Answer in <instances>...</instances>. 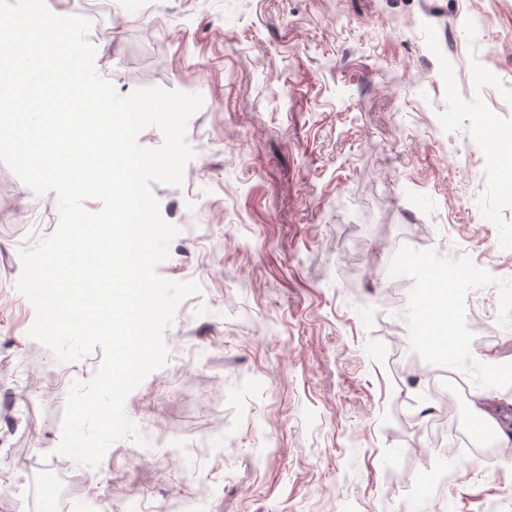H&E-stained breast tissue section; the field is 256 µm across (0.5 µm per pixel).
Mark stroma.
<instances>
[{
  "label": "stroma",
  "mask_w": 512,
  "mask_h": 512,
  "mask_svg": "<svg viewBox=\"0 0 512 512\" xmlns=\"http://www.w3.org/2000/svg\"><path fill=\"white\" fill-rule=\"evenodd\" d=\"M91 21L126 96L198 93L180 229L158 274L197 281L170 358L125 400L150 452L116 442L88 477L57 454L67 395L104 351L56 362L32 339L19 252L60 224L0 162V512H512V197L482 128L512 132V0H54ZM414 259L389 287L393 256ZM453 361L413 366L438 272ZM482 401L491 451L461 433Z\"/></svg>",
  "instance_id": "1"
}]
</instances>
